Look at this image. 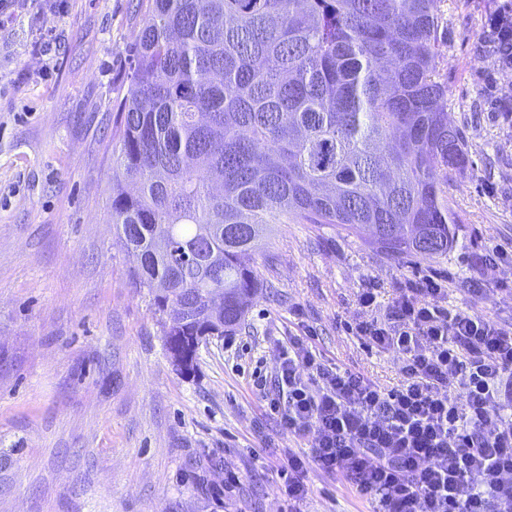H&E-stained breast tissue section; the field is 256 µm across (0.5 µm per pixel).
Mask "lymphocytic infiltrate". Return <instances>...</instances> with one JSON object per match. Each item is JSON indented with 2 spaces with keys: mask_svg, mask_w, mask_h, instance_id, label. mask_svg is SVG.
I'll return each mask as SVG.
<instances>
[{
  "mask_svg": "<svg viewBox=\"0 0 512 512\" xmlns=\"http://www.w3.org/2000/svg\"><path fill=\"white\" fill-rule=\"evenodd\" d=\"M480 37L512 68V0L485 16ZM428 277L400 290L386 319L355 335L401 355L403 382L386 389L324 363L309 337L279 345L269 405L309 452L276 450L288 512H302L309 467L340 476L375 512H512V327L447 306Z\"/></svg>",
  "mask_w": 512,
  "mask_h": 512,
  "instance_id": "f902f5d3",
  "label": "lymphocytic infiltrate"
}]
</instances>
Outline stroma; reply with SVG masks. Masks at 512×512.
<instances>
[{
  "label": "stroma",
  "mask_w": 512,
  "mask_h": 512,
  "mask_svg": "<svg viewBox=\"0 0 512 512\" xmlns=\"http://www.w3.org/2000/svg\"><path fill=\"white\" fill-rule=\"evenodd\" d=\"M0 22V512H285L267 442L302 454L253 389L277 343L312 333L328 364L392 388L401 356L347 332L357 292L441 277L450 305L512 324V112L480 33L492 0H442L448 120L469 163L448 204L445 256L394 260L319 224H279L255 258L267 286L244 323L200 343L193 372L170 362L146 289L111 224L112 137L130 89L141 0H63ZM239 484L226 487L229 472ZM307 512H372L371 501L309 469Z\"/></svg>",
  "instance_id": "obj_1"
}]
</instances>
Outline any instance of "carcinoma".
Returning a JSON list of instances; mask_svg holds the SVG:
<instances>
[{
  "label": "carcinoma",
  "mask_w": 512,
  "mask_h": 512,
  "mask_svg": "<svg viewBox=\"0 0 512 512\" xmlns=\"http://www.w3.org/2000/svg\"><path fill=\"white\" fill-rule=\"evenodd\" d=\"M146 13L110 208L177 368L241 325L273 224L366 232L398 259L448 254V177L468 157L448 122L440 0H147Z\"/></svg>",
  "instance_id": "1"
}]
</instances>
